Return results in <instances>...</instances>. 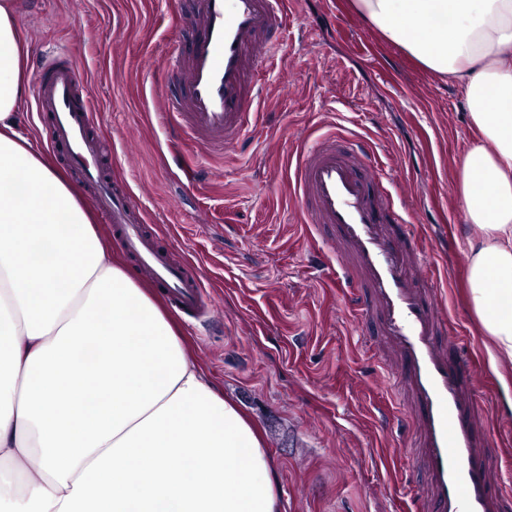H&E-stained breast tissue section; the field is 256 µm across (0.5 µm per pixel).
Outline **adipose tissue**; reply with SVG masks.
I'll use <instances>...</instances> for the list:
<instances>
[{"mask_svg": "<svg viewBox=\"0 0 512 512\" xmlns=\"http://www.w3.org/2000/svg\"><path fill=\"white\" fill-rule=\"evenodd\" d=\"M353 6L469 107V302L512 359V0ZM27 56L0 0V512H283L260 430L18 132Z\"/></svg>", "mask_w": 512, "mask_h": 512, "instance_id": "1", "label": "adipose tissue"}]
</instances>
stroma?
Wrapping results in <instances>:
<instances>
[{
    "label": "stroma",
    "mask_w": 512,
    "mask_h": 512,
    "mask_svg": "<svg viewBox=\"0 0 512 512\" xmlns=\"http://www.w3.org/2000/svg\"><path fill=\"white\" fill-rule=\"evenodd\" d=\"M279 61L263 75L260 121L239 151L211 157L174 148L158 121L175 93L172 53L192 34V0H14L28 43V73L65 53L96 109L91 134L173 258L193 264L209 310L178 315L200 366L265 433L284 512H416L420 483L408 422L385 416L399 401L381 379L382 355L343 306L328 244L314 246L289 176L293 132L365 139L411 212L447 316L480 374L488 448L512 432V388L488 364L489 339L465 295L466 237L457 190L474 137L456 89L362 24L350 0H287ZM21 127L65 165L47 115L26 100Z\"/></svg>",
    "instance_id": "1"
}]
</instances>
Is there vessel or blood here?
<instances>
[{
    "mask_svg": "<svg viewBox=\"0 0 512 512\" xmlns=\"http://www.w3.org/2000/svg\"><path fill=\"white\" fill-rule=\"evenodd\" d=\"M191 26L188 47L173 55L178 93L165 98L163 120L177 139L224 155L256 125L260 75L281 49L285 3L194 0ZM81 82L66 59L37 72V108L51 115L55 143L81 168L95 209L127 254L181 312L202 314L200 276L158 247L134 196L105 175L88 136L94 114L78 97ZM293 186L305 223L326 235L336 255L345 307L375 336L383 372L399 387L398 413L413 433L408 454L425 475L422 512H512V489L499 480L482 431L478 379L455 344L425 249L395 209L392 177L360 138L332 133L298 146Z\"/></svg>",
    "mask_w": 512,
    "mask_h": 512,
    "instance_id": "obj_1",
    "label": "vessel or blood"
}]
</instances>
